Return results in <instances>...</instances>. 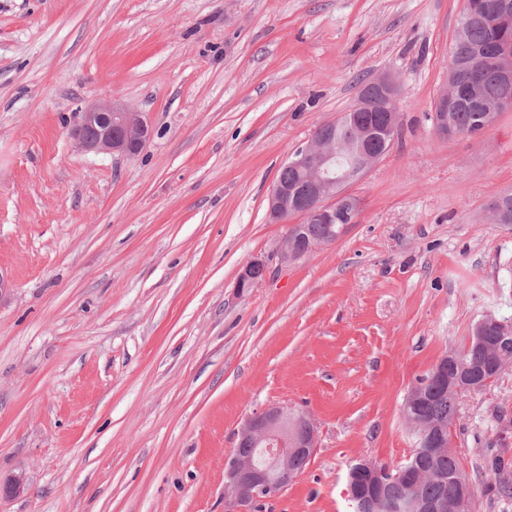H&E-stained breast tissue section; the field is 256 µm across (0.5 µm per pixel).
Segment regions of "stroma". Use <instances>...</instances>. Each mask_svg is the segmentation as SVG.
Wrapping results in <instances>:
<instances>
[{"label": "stroma", "instance_id": "obj_1", "mask_svg": "<svg viewBox=\"0 0 512 512\" xmlns=\"http://www.w3.org/2000/svg\"><path fill=\"white\" fill-rule=\"evenodd\" d=\"M464 0H0V512H225L245 420L287 403L317 446L261 512H352L347 475L403 466V405L474 325L512 319V110L439 135ZM400 135L351 191L358 224L305 257L266 195L292 152L380 75ZM117 96L133 156L70 135ZM264 278L236 286L248 260ZM512 368L466 395L471 512H512Z\"/></svg>", "mask_w": 512, "mask_h": 512}]
</instances>
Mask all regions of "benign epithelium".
<instances>
[{"mask_svg": "<svg viewBox=\"0 0 512 512\" xmlns=\"http://www.w3.org/2000/svg\"><path fill=\"white\" fill-rule=\"evenodd\" d=\"M497 79L512 81V45L501 46L500 61L495 70ZM400 92L398 83L383 75L361 91L358 103L347 112V122L357 131L356 137L343 144L336 143V123L327 122L318 127L317 134L306 145L297 148L290 164L298 171L303 185H287L275 181L267 197V212L277 223L289 224L288 232L279 241L277 254L283 263L300 259L311 253L317 244L299 242L301 225L311 219L325 224H340L338 236L359 222L360 205L348 191V185L358 172H366L380 157L363 151V143L370 139L383 142L393 139L395 122L374 126L367 113L383 107L397 111ZM479 96L477 83L467 65L459 62L449 70L448 83L439 93L434 110L435 129L444 136H455L448 127V102L460 93ZM95 134L90 135L88 131ZM149 127L141 113L134 111L119 98L105 99L87 108L80 123L72 131L78 148L97 153L135 155L147 144ZM266 262L253 259L241 269L237 287L250 288L259 277L265 276ZM477 346L485 350L490 360V374L475 384L462 358L454 355L436 365L437 374L448 378V390L460 394L474 393L495 381L512 363L493 355L484 337L472 334L467 348ZM436 441L429 434L420 437L419 448L410 456L401 470H413L417 460L436 452ZM248 452L242 453L240 449ZM316 448V432L312 419L302 411L286 404L275 405L250 417L237 434V447L224 458V502L227 512H254L261 495L269 490L282 491L295 482L302 471L289 463L294 455L311 456ZM396 475L371 461L361 460L348 474V497L359 512H376L386 502V489ZM473 489L462 476H457L455 491L449 498L423 502L413 498L406 506L408 512H471Z\"/></svg>", "mask_w": 512, "mask_h": 512, "instance_id": "obj_1", "label": "benign epithelium"}]
</instances>
